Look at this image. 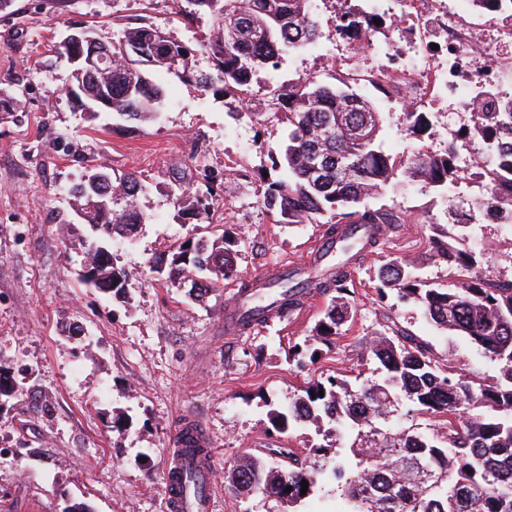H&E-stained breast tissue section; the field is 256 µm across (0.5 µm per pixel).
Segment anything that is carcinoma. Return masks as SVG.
Returning a JSON list of instances; mask_svg holds the SVG:
<instances>
[{
    "mask_svg": "<svg viewBox=\"0 0 512 512\" xmlns=\"http://www.w3.org/2000/svg\"><path fill=\"white\" fill-rule=\"evenodd\" d=\"M210 17V34L186 44L142 18L128 23L110 41L97 40L108 51L111 66L89 75L70 72L71 84L82 87L83 106L108 110L120 117L141 120L158 112L165 90L155 84L156 73L194 82L204 91L242 102L254 73L276 67L292 50L317 43L320 34L309 0H187ZM337 31L349 38L372 32L374 16L362 13L340 17ZM206 56L214 73L196 70L195 58ZM284 111L288 140L272 155L277 179L269 182L263 205L289 224L321 223L326 236L341 241L343 261L323 259L330 266L325 277L305 282L278 276L276 311L298 307L311 291L338 293L346 289L348 262L375 245L377 224H391L392 215L365 206L366 197L401 179L419 181L443 194L463 179L465 161L458 144L477 143L488 162L473 171L484 188L475 202H461L455 226L474 230L481 213L496 212L498 223L512 224V97L491 94L471 111L469 123L458 130L443 153L421 152L397 162L381 147L383 120L372 100L350 86L306 81L274 96ZM432 113H405L406 131L421 135L432 126ZM214 184L192 192L179 190L175 204L202 223L211 210ZM143 190L133 173L114 177L106 168H92L73 186V210L97 239L110 240L119 231L127 239L137 234L147 217L136 204ZM112 199V206L91 199ZM434 239L448 266L462 267L468 278L446 287L425 284L411 266L387 262L377 272L378 292L395 291L403 300L419 304L436 325L468 338L500 365L499 376L487 384L438 367L429 348L400 326L393 336L369 344L385 378L354 388L341 380L318 383L274 412L278 429L328 419L357 431L349 454L315 450L313 460L299 462L285 448L274 454L288 466L273 467L261 456L239 459L231 469L228 489L239 495L269 490L288 494L294 503L308 492L333 485L348 503L346 512H512V281H495L481 270L482 257L447 240L445 230ZM239 238L223 231L200 236L167 250L163 267L155 272L171 282L194 286L192 297L205 303L220 283L235 276ZM88 274L82 280L101 290L123 287V273L105 247L90 244L84 256ZM350 309L334 304L314 327L315 336L333 340ZM17 383L0 364V399L11 398ZM414 410L448 419V432L433 439L415 431L380 434L376 423L392 416L398 398ZM292 491H287V487Z\"/></svg>",
    "mask_w": 512,
    "mask_h": 512,
    "instance_id": "1",
    "label": "carcinoma"
}]
</instances>
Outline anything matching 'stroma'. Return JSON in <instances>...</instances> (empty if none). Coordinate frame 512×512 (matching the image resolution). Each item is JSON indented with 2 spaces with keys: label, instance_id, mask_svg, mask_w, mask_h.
<instances>
[{
  "label": "stroma",
  "instance_id": "stroma-1",
  "mask_svg": "<svg viewBox=\"0 0 512 512\" xmlns=\"http://www.w3.org/2000/svg\"><path fill=\"white\" fill-rule=\"evenodd\" d=\"M366 9L365 0H312L318 43L256 72L244 102L168 76L159 117L127 122L82 111L67 92L69 64L57 52L63 36L87 26L108 41L139 15L193 43L208 35V17L184 20L173 0H12L0 10V98L18 100L15 111L0 112V364L21 386L0 404V448L9 454L0 459V512H64L75 502L88 512H163L165 456L186 412L197 416L215 450L218 512H280L278 501L228 491L225 471L270 448L306 458L320 446L348 447L352 429L325 423L279 431L272 415L318 382L381 379L366 343L394 323L422 339L437 364L482 381L497 375L495 361L417 304L377 294L378 267L395 259L412 261L427 283L459 275L432 242L436 228L454 229L451 203L418 181L368 199L397 221L349 264L344 299L351 316L334 342L313 334L330 302L319 293L288 316L225 333L241 281L312 261L325 232L321 224L277 221L262 206V174L288 134L286 120L269 109L272 89L307 79L355 82L381 111L382 147L398 160L446 150L450 131L469 121L438 95L416 106L432 113L430 131H405L400 97L377 86L383 58L336 31L342 12ZM376 15L380 42L405 48L418 41L419 30L405 27L395 0ZM100 165L141 179L137 204L149 218L133 241L112 243L124 272L116 294L80 279L92 233L72 211L69 193ZM209 183L215 197L204 226L181 213L173 194L181 185ZM209 229L234 232L241 244L236 278L200 305L150 267L170 245ZM467 245L481 253L487 275L512 280V224L482 225Z\"/></svg>",
  "mask_w": 512,
  "mask_h": 512
}]
</instances>
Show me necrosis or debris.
Returning a JSON list of instances; mask_svg holds the SVG:
<instances>
[{
	"label": "necrosis or debris",
	"instance_id": "4bbe7bcc",
	"mask_svg": "<svg viewBox=\"0 0 512 512\" xmlns=\"http://www.w3.org/2000/svg\"><path fill=\"white\" fill-rule=\"evenodd\" d=\"M467 3L468 0H443L437 53L418 45L400 53L385 49L381 43L369 42L372 54L391 58L387 76L392 86L408 90L414 102L428 100L441 91L465 108L487 92L512 85V63L508 61L465 72L463 56L486 57L493 53L492 45L482 37L480 26L467 21Z\"/></svg>",
	"mask_w": 512,
	"mask_h": 512
}]
</instances>
